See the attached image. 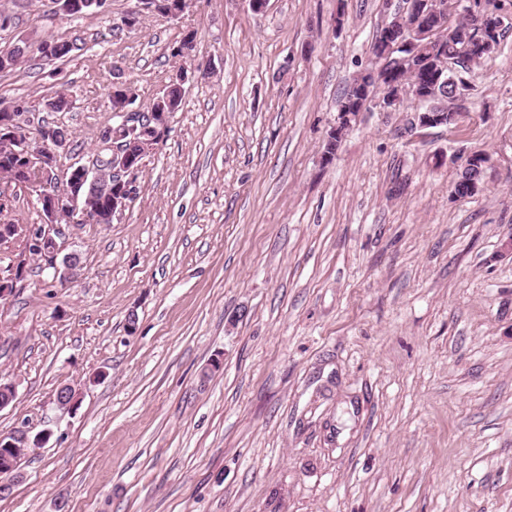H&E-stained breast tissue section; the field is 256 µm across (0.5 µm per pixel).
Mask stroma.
I'll use <instances>...</instances> for the list:
<instances>
[{
	"instance_id": "stroma-1",
	"label": "stroma",
	"mask_w": 512,
	"mask_h": 512,
	"mask_svg": "<svg viewBox=\"0 0 512 512\" xmlns=\"http://www.w3.org/2000/svg\"><path fill=\"white\" fill-rule=\"evenodd\" d=\"M134 4L51 20L33 0L4 34L85 43L0 74L1 98L68 130L65 167L115 124L114 83L143 105L164 89L184 31L213 73L131 207L62 225L78 278L30 261L0 300V432L51 433L0 512H512V31L455 129L371 107L327 163L381 0H193L129 27ZM60 91L70 110L45 111ZM476 150L481 189L457 197Z\"/></svg>"
}]
</instances>
